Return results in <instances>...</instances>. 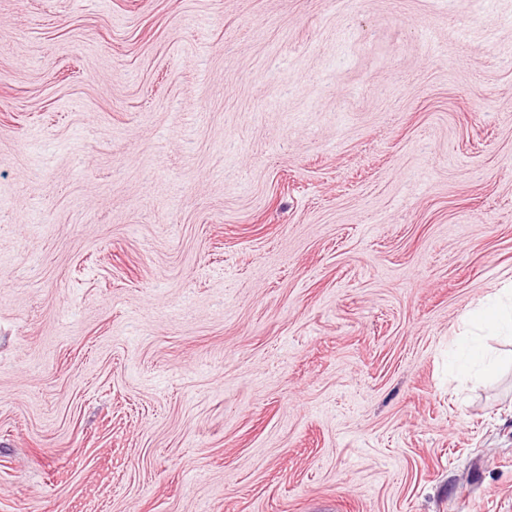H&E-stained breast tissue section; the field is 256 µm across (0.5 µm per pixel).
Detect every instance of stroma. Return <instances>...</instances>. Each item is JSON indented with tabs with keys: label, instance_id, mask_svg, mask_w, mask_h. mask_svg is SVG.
<instances>
[{
	"label": "stroma",
	"instance_id": "35a3bbf8",
	"mask_svg": "<svg viewBox=\"0 0 512 512\" xmlns=\"http://www.w3.org/2000/svg\"><path fill=\"white\" fill-rule=\"evenodd\" d=\"M512 0H0V512H512ZM476 317L481 321L482 330H499L510 326L512 331V305L511 310L505 311L496 307H488L477 312Z\"/></svg>",
	"mask_w": 512,
	"mask_h": 512
}]
</instances>
